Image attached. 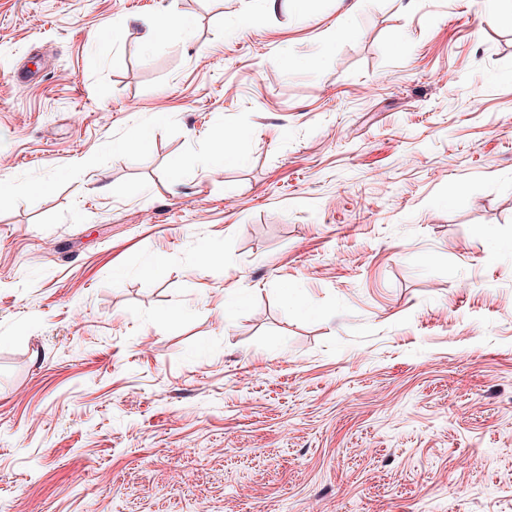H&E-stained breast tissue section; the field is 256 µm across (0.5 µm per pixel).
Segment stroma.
I'll return each instance as SVG.
<instances>
[{
  "instance_id": "stroma-1",
  "label": "stroma",
  "mask_w": 512,
  "mask_h": 512,
  "mask_svg": "<svg viewBox=\"0 0 512 512\" xmlns=\"http://www.w3.org/2000/svg\"><path fill=\"white\" fill-rule=\"evenodd\" d=\"M0 184V512H512L504 0H0ZM173 24H178L183 28H188L190 23L188 19L182 16H161L154 19L147 28L143 38V45L150 48L156 42L164 39Z\"/></svg>"
}]
</instances>
